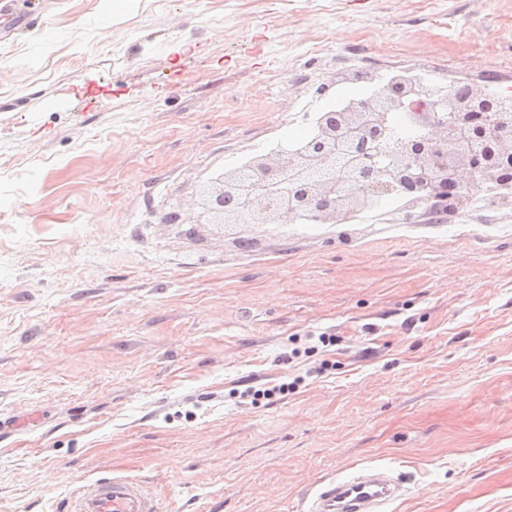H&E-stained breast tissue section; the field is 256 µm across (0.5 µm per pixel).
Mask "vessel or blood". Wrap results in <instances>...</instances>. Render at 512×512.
Listing matches in <instances>:
<instances>
[{"label": "vessel or blood", "mask_w": 512, "mask_h": 512, "mask_svg": "<svg viewBox=\"0 0 512 512\" xmlns=\"http://www.w3.org/2000/svg\"><path fill=\"white\" fill-rule=\"evenodd\" d=\"M395 497L394 486L378 472L330 478L308 491L304 512H380ZM66 512H158L144 482L123 476L86 482L69 496Z\"/></svg>", "instance_id": "obj_1"}]
</instances>
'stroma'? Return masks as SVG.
Returning a JSON list of instances; mask_svg holds the SVG:
<instances>
[{"label":"stroma","mask_w":512,"mask_h":512,"mask_svg":"<svg viewBox=\"0 0 512 512\" xmlns=\"http://www.w3.org/2000/svg\"><path fill=\"white\" fill-rule=\"evenodd\" d=\"M0 33V512L145 481L159 512H297L372 464L386 512H512V208L446 231L219 224L206 180L398 65L512 86V0H14ZM73 71L63 80V70ZM177 211L179 223L166 216ZM330 351L288 364L293 338ZM333 369L323 370V361ZM304 376L252 407L232 389Z\"/></svg>","instance_id":"obj_1"}]
</instances>
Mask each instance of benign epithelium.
I'll return each instance as SVG.
<instances>
[{
    "label": "benign epithelium",
    "instance_id": "benign-epithelium-1",
    "mask_svg": "<svg viewBox=\"0 0 512 512\" xmlns=\"http://www.w3.org/2000/svg\"><path fill=\"white\" fill-rule=\"evenodd\" d=\"M407 100L422 102L415 120L427 134L390 144L389 183L403 187L411 204L430 205L445 222L457 210L448 203V184L463 175L490 172L512 185L511 98L493 103L483 91H474L454 100L452 119L440 122L431 117L440 100L400 82L386 95L323 117L302 151L258 157L245 172L218 174L207 186L206 210L224 224H277L299 213H311L321 224L339 223L362 207L363 194L383 189L376 178L375 144L387 140L386 113Z\"/></svg>",
    "mask_w": 512,
    "mask_h": 512
}]
</instances>
